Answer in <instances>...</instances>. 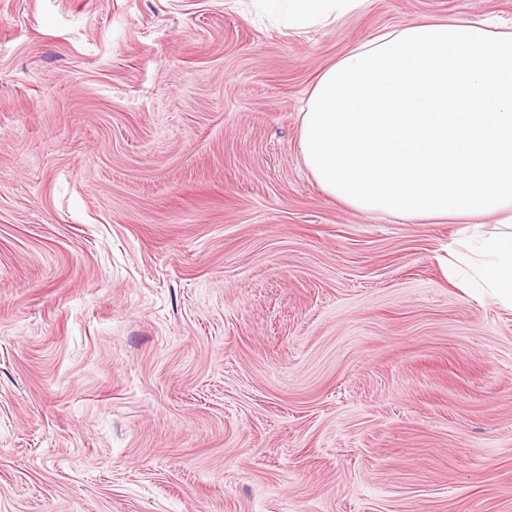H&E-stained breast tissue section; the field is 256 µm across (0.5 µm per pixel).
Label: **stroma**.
<instances>
[{
	"instance_id": "stroma-1",
	"label": "stroma",
	"mask_w": 512,
	"mask_h": 512,
	"mask_svg": "<svg viewBox=\"0 0 512 512\" xmlns=\"http://www.w3.org/2000/svg\"><path fill=\"white\" fill-rule=\"evenodd\" d=\"M447 17L512 0H0V512H512V309L296 146L326 67ZM374 0H256L270 14L282 20L288 29H303L367 9Z\"/></svg>"
}]
</instances>
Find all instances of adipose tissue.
Wrapping results in <instances>:
<instances>
[{
    "label": "adipose tissue",
    "instance_id": "1",
    "mask_svg": "<svg viewBox=\"0 0 512 512\" xmlns=\"http://www.w3.org/2000/svg\"><path fill=\"white\" fill-rule=\"evenodd\" d=\"M258 2L298 30L372 0ZM297 147L354 212L461 225L445 269L512 306V30L468 17L378 33L313 83Z\"/></svg>",
    "mask_w": 512,
    "mask_h": 512
}]
</instances>
